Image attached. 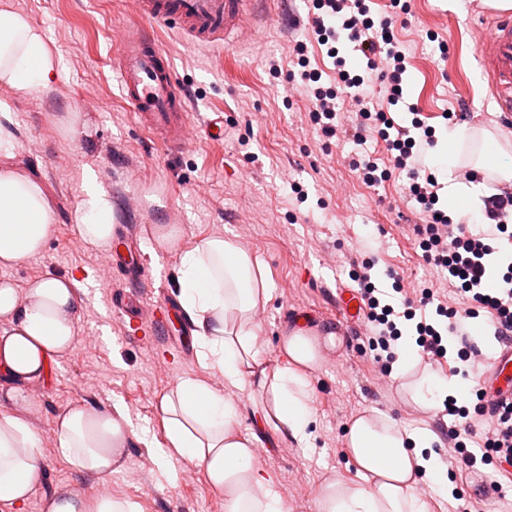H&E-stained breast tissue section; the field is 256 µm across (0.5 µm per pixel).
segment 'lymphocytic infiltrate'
<instances>
[{
  "label": "lymphocytic infiltrate",
  "instance_id": "lymphocytic-infiltrate-1",
  "mask_svg": "<svg viewBox=\"0 0 512 512\" xmlns=\"http://www.w3.org/2000/svg\"><path fill=\"white\" fill-rule=\"evenodd\" d=\"M391 9L378 17H371L367 0H313L315 13L311 19L308 36L318 45H328L339 36H346L364 64L363 74H350L341 69L336 83L321 86L316 71L310 70L305 43L293 49L299 70L288 74V81H300L311 93L312 117L321 124L324 132L362 141V133L371 129L385 143L386 165H379L377 158L358 156L352 162L367 184L375 185L388 178L392 172L405 173L410 181L409 193L420 210L422 223L417 227L418 246L427 264L447 271L448 283L465 296L466 307L456 308L441 302V290L436 284L422 285L416 299L405 300L404 317H411L412 307L426 308L435 305L438 316L446 321L444 329L418 323L416 343L427 358H445L449 341H458L457 357L469 361L475 352L470 343L472 319L488 313L489 324L498 342L512 340V261L506 265L496 287L486 285L487 258L494 249L492 239L506 235L512 242V194L499 192L486 197L483 214L490 222L488 230L477 229L470 215L452 218L438 213L435 174L427 172L424 163L413 157L416 144L432 148L435 138L431 127L421 119H413L411 127L396 125L383 110H371L374 89H384L388 103L395 104L403 95L407 57L404 46L395 32L398 15H410L409 0H391ZM350 99L358 108L359 121L346 129L336 122L339 102ZM360 295L366 305L367 336L375 361L394 358L395 344L401 332L394 320L391 305L381 304L375 295L376 287L370 274L359 275ZM475 405L454 396L443 401L445 415L451 416L448 437L453 448L448 453L450 465L464 467L471 473L493 466L499 475H512V403L488 395L481 375H474ZM487 423L488 429L477 432L476 424Z\"/></svg>",
  "mask_w": 512,
  "mask_h": 512
}]
</instances>
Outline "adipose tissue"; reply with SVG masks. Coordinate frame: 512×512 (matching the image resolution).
Instances as JSON below:
<instances>
[{"label": "adipose tissue", "mask_w": 512, "mask_h": 512, "mask_svg": "<svg viewBox=\"0 0 512 512\" xmlns=\"http://www.w3.org/2000/svg\"><path fill=\"white\" fill-rule=\"evenodd\" d=\"M60 59L29 18L0 5V85L16 98L36 100L49 88ZM83 195L73 220L89 245L112 239V202L92 168L82 171ZM53 224L42 184L11 168H0V267L40 255ZM183 229L158 224L153 240L178 251L179 305L193 326L196 358L203 369L220 374L223 388L184 378L163 394L159 409L165 447L154 452L165 462L183 457L200 466L224 498L225 512H284L275 476L255 462L256 434L237 431L239 409L229 392L256 384L260 427H273L280 441H304L311 423L309 371L321 363L317 341L296 332L284 338L281 357L266 367L257 347L255 313L272 296L261 260L223 236L202 239L184 249ZM80 282L71 273L45 271L26 289L0 282V512H22L33 492L42 458L41 442L29 414V387L43 382L52 361L72 348L82 310ZM126 406L114 402L100 410L73 407L57 417L56 452L77 474L104 477L119 471L126 449L137 440ZM427 430H407L378 411L356 416L347 429L348 452L361 484L325 481L320 512H428L415 492L418 482L446 485ZM43 512H140L136 502L107 493L60 491L47 498Z\"/></svg>", "instance_id": "ef3b65f1"}]
</instances>
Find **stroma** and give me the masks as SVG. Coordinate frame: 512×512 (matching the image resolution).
I'll list each match as a JSON object with an SVG mask.
<instances>
[{
  "label": "stroma",
  "mask_w": 512,
  "mask_h": 512,
  "mask_svg": "<svg viewBox=\"0 0 512 512\" xmlns=\"http://www.w3.org/2000/svg\"><path fill=\"white\" fill-rule=\"evenodd\" d=\"M7 2L45 33L61 57V72L39 100L10 92L4 98L13 113L15 148L11 156H0V168L40 179L55 221L42 254L0 268V279L22 289L48 269L75 273L83 300L74 345L50 365L34 398L39 414L33 425L44 453L23 512H43L45 499L64 489L123 496L142 512H225L223 497L189 461L153 466L130 484L117 472L102 480L75 474L53 447L61 411L118 400L145 439L127 450L125 467L134 469L149 445L166 442L161 394L186 377L224 386L221 376L197 363L189 322L169 319L134 335L130 317L111 308L113 292L140 285L114 274L107 247L85 244L75 229L73 211L87 165L112 200L114 224L137 237L149 302H177L179 256L151 251L149 238L152 225L178 223L184 246L221 234L263 260L273 287L258 311L266 364L277 362L282 339L298 318L317 337L322 364L309 375V437L268 446L261 461L277 479L285 512H318V492L329 477L359 484L345 432L360 413L376 409L411 430H447L441 406L415 403L399 379L380 385L365 338L336 319V289L353 287L359 262L371 263L380 278L396 272L407 290L438 273L415 244L418 215L400 219L394 211L407 178L371 187L351 165L360 150L382 151L376 133L366 132L361 146L327 136L309 118L308 97L288 91L284 72L292 67L293 45L307 38L309 0H266L254 17L256 40L243 44L195 46L175 22L150 23L160 47L173 57V81L189 105L194 145L178 152L137 124L113 74L115 38L136 21V0ZM411 6L407 23L396 26L408 64L403 101L391 109L395 122L407 126L420 115L443 146L444 113L463 112L470 137L457 146L460 164L474 166L486 129L512 153V128L477 56L479 39L490 31L481 0H467L461 13L450 10L448 0H412ZM270 57L279 62L282 77L270 75ZM215 123L224 127L223 139L209 134Z\"/></svg>",
  "instance_id": "1"
}]
</instances>
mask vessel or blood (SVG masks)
<instances>
[{"label": "vessel or blood", "mask_w": 512, "mask_h": 512, "mask_svg": "<svg viewBox=\"0 0 512 512\" xmlns=\"http://www.w3.org/2000/svg\"><path fill=\"white\" fill-rule=\"evenodd\" d=\"M256 0H137L138 22L120 34L115 78L123 99L129 104L138 124L164 144L182 149L188 135L185 97L172 81V59L155 39L145 35L140 19L158 22L177 21L187 40L196 45H211L221 40L251 41L255 31L248 26ZM489 36L477 44V53L488 86L499 109L512 112V13H494ZM339 318L357 323L362 314L359 296L351 289L338 291ZM512 374V341L506 342L489 368L494 380Z\"/></svg>", "instance_id": "1"}]
</instances>
